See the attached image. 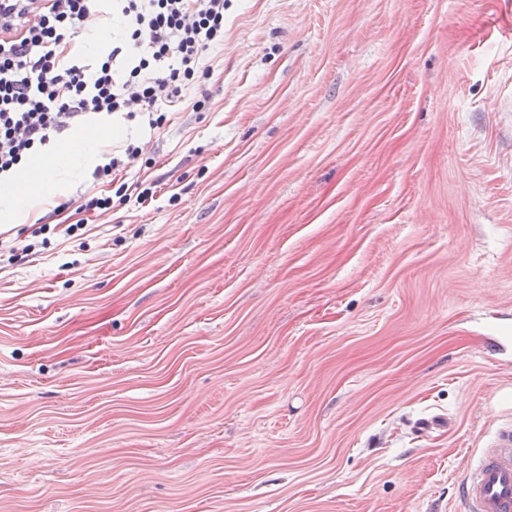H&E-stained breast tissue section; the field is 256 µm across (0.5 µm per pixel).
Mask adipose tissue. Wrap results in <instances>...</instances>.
<instances>
[{
  "instance_id": "obj_1",
  "label": "adipose tissue",
  "mask_w": 512,
  "mask_h": 512,
  "mask_svg": "<svg viewBox=\"0 0 512 512\" xmlns=\"http://www.w3.org/2000/svg\"><path fill=\"white\" fill-rule=\"evenodd\" d=\"M99 153L96 137L78 134L72 137L65 148L54 154L40 156L36 167L40 180H31L27 174H19L14 180L0 185V222L18 223L27 214L32 198L40 186L60 185L77 178Z\"/></svg>"
}]
</instances>
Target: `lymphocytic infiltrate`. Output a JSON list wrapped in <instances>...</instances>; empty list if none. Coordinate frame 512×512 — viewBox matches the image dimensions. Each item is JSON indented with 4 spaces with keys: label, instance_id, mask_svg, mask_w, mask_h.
<instances>
[{
    "label": "lymphocytic infiltrate",
    "instance_id": "obj_1",
    "mask_svg": "<svg viewBox=\"0 0 512 512\" xmlns=\"http://www.w3.org/2000/svg\"><path fill=\"white\" fill-rule=\"evenodd\" d=\"M227 0H39L0 31V178L89 121H167L224 43ZM112 45L88 56L76 39L102 5Z\"/></svg>",
    "mask_w": 512,
    "mask_h": 512
}]
</instances>
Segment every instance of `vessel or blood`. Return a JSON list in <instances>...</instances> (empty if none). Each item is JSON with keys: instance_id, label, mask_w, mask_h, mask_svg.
<instances>
[{"instance_id": "1", "label": "vessel or blood", "mask_w": 512, "mask_h": 512, "mask_svg": "<svg viewBox=\"0 0 512 512\" xmlns=\"http://www.w3.org/2000/svg\"><path fill=\"white\" fill-rule=\"evenodd\" d=\"M459 512H512V422L494 444L464 469L457 487Z\"/></svg>"}]
</instances>
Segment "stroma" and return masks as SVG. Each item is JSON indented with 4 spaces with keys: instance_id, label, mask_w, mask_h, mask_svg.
I'll return each mask as SVG.
<instances>
[{
    "instance_id": "1",
    "label": "stroma",
    "mask_w": 512,
    "mask_h": 512,
    "mask_svg": "<svg viewBox=\"0 0 512 512\" xmlns=\"http://www.w3.org/2000/svg\"><path fill=\"white\" fill-rule=\"evenodd\" d=\"M207 63L84 127L146 203L0 223V512H455L512 421V0H228ZM141 152V147L137 145L136 142H126L119 154H114V151L107 154L105 158L108 162L104 165H97L92 172V177L94 180H99L113 176L110 182H114L119 173L123 172L127 167L137 161Z\"/></svg>"
}]
</instances>
